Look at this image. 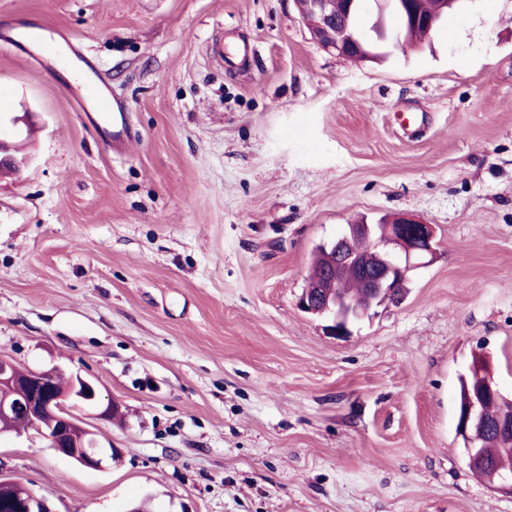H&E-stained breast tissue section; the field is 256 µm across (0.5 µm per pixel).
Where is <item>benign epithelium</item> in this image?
I'll return each instance as SVG.
<instances>
[{
	"label": "benign epithelium",
	"instance_id": "obj_1",
	"mask_svg": "<svg viewBox=\"0 0 512 512\" xmlns=\"http://www.w3.org/2000/svg\"><path fill=\"white\" fill-rule=\"evenodd\" d=\"M301 17L308 13L318 16L311 29L313 38L328 52L344 59H373L378 42L389 36L386 18L391 13L401 14L407 22L417 26H431L433 17L421 13L419 0H378L373 22L375 41L360 40L348 24H339V17L349 12L348 0H294ZM31 113L7 115L0 113V171L15 167L6 141L17 124L30 122ZM435 228L410 214L382 220L376 224H348L333 242L321 245V252L336 266H351L363 271V288L368 301L360 305L343 294L330 280L307 284L299 306L307 313L332 319L330 330L336 336L349 332L348 325L362 319L374 305L399 301L407 289L409 273L429 264L435 249ZM376 252L378 264L373 271H365L362 255L365 248ZM19 368L0 359V389L22 388L16 400L0 401V423L14 415H26L31 420L32 437L44 443L56 454L65 456L76 465L90 470H101L120 459L119 450L105 447L94 432L75 414L87 409L95 419H111L119 412L112 399H102L96 382L79 374L70 375L71 387L58 389L54 380L62 374L58 368L28 371L19 376ZM500 397L498 389L487 385L469 393L457 415L456 432L465 441L469 466L485 468L490 472V485L512 495V474L497 469L476 447L474 433L489 428L505 442L504 450L512 452V417H500L488 423L480 406L487 399ZM0 503L16 512H55L49 500L30 489H21L13 478L0 475Z\"/></svg>",
	"mask_w": 512,
	"mask_h": 512
}]
</instances>
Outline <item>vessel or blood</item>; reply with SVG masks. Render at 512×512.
Segmentation results:
<instances>
[{"label": "vessel or blood", "mask_w": 512, "mask_h": 512, "mask_svg": "<svg viewBox=\"0 0 512 512\" xmlns=\"http://www.w3.org/2000/svg\"><path fill=\"white\" fill-rule=\"evenodd\" d=\"M27 41L36 50L54 55H66L70 64L82 77V94L75 97L74 104L79 111L85 112L89 123L99 127L111 125L114 140H122L124 128V104L113 95L111 88L102 81L93 80L92 74L97 67L94 61L77 49L63 50L57 40L56 28L40 24L27 27L23 30L0 34V44H14L18 41Z\"/></svg>", "instance_id": "obj_1"}]
</instances>
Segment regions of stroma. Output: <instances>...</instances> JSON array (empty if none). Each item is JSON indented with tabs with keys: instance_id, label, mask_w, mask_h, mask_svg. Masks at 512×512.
Here are the masks:
<instances>
[{
	"instance_id": "1",
	"label": "stroma",
	"mask_w": 512,
	"mask_h": 512,
	"mask_svg": "<svg viewBox=\"0 0 512 512\" xmlns=\"http://www.w3.org/2000/svg\"><path fill=\"white\" fill-rule=\"evenodd\" d=\"M69 34L127 106L123 143L56 67L0 48V358L93 378L118 463L0 438L56 512H512L468 465L460 379L512 399V0L354 63L293 0H0ZM409 213L433 261L344 336L299 307L318 246ZM30 117L31 112H23L22 115L0 113V171L10 170L15 167L14 159L9 153L10 146L5 138L9 137L10 131L15 129L20 122L29 126Z\"/></svg>"
}]
</instances>
